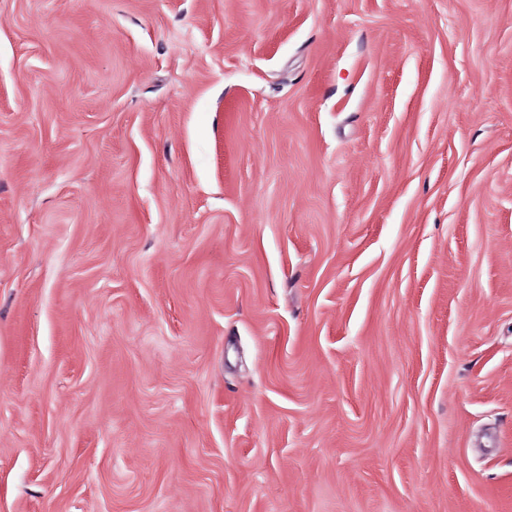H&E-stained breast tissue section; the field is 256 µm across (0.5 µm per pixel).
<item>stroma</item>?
<instances>
[{"label":"stroma","instance_id":"obj_1","mask_svg":"<svg viewBox=\"0 0 512 512\" xmlns=\"http://www.w3.org/2000/svg\"><path fill=\"white\" fill-rule=\"evenodd\" d=\"M0 512H512V0H0Z\"/></svg>","mask_w":512,"mask_h":512}]
</instances>
